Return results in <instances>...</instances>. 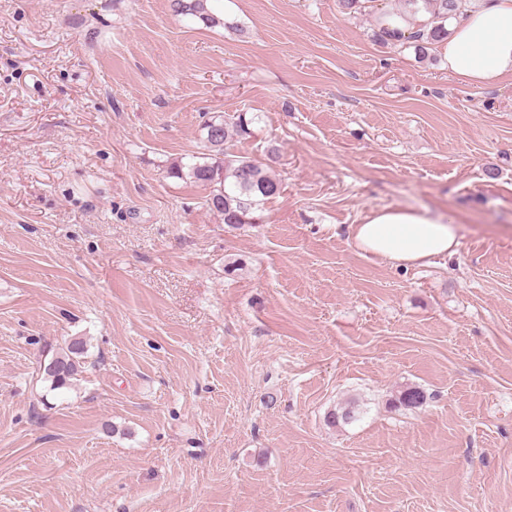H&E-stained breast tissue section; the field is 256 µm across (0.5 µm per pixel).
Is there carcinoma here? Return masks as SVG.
Segmentation results:
<instances>
[{"label":"carcinoma","mask_w":512,"mask_h":512,"mask_svg":"<svg viewBox=\"0 0 512 512\" xmlns=\"http://www.w3.org/2000/svg\"><path fill=\"white\" fill-rule=\"evenodd\" d=\"M212 0H171L173 12L190 20H199L209 27L225 25L224 18L215 12ZM398 13L384 17L377 36L385 43L410 42L415 51L425 58L438 44L448 39V19L457 15L464 0H399ZM246 115L228 117L211 115L202 124L204 147L212 152L204 162L178 163L170 167L177 178L188 176L192 182L210 189L206 199L208 208L224 217V223L238 227L255 224L260 204L280 191V180L268 164L246 156L224 152V145L250 133ZM88 353L82 337L69 339L49 359L54 368L39 372L40 379L51 391L72 388L84 372ZM428 395L418 385H407L396 401L406 408H418L426 403ZM355 403L349 402L329 411L327 425L336 428L357 420Z\"/></svg>","instance_id":"obj_1"}]
</instances>
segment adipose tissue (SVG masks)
<instances>
[{
  "mask_svg": "<svg viewBox=\"0 0 512 512\" xmlns=\"http://www.w3.org/2000/svg\"><path fill=\"white\" fill-rule=\"evenodd\" d=\"M443 48L448 72L464 83L490 87L512 76V0H484L451 21ZM348 235L364 254L396 267H420L456 253L457 222L427 209L390 208Z\"/></svg>",
  "mask_w": 512,
  "mask_h": 512,
  "instance_id": "adipose-tissue-1",
  "label": "adipose tissue"
}]
</instances>
